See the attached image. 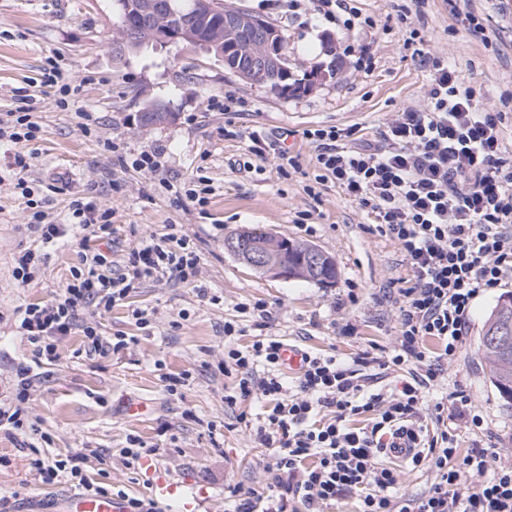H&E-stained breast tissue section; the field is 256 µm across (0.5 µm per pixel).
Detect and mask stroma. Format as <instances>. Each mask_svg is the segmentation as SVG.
Listing matches in <instances>:
<instances>
[{
  "label": "stroma",
  "instance_id": "1",
  "mask_svg": "<svg viewBox=\"0 0 512 512\" xmlns=\"http://www.w3.org/2000/svg\"><path fill=\"white\" fill-rule=\"evenodd\" d=\"M277 27L288 42L289 68L302 78L339 56L345 66L335 79L288 97L269 86L246 82L223 62L201 50L148 47L115 55L113 0H0V113L16 110L21 93L42 102L37 139L0 148V159L15 150L33 153L29 179L49 216L66 219L73 200L93 188L99 205L112 209L113 260L142 237L161 236L180 225L195 243L200 288L158 280L136 289L124 303L97 315L105 336L130 339L105 358H86L83 338L73 332L55 362L36 363L20 335L19 307L50 299L63 288L82 252L72 240L50 251L42 276L24 285L12 276L19 252L36 248L27 224L30 212L12 186L0 185V402L14 401L18 366L36 376L28 410L43 432L36 448L23 436L0 430V512H51L56 498L75 492L69 480L43 487L30 468L33 456L61 458L82 448L96 450L86 477L109 493L144 501L151 495L140 471L120 454L131 435L156 446V462L174 481L191 480L205 497L199 512H231V489L264 493L266 449L254 447L239 414L256 420L263 409L245 402L228 408L224 392V323L236 320V342L275 336L314 354L353 361L371 348L390 347L395 338L399 288L409 277L397 245L380 235L367 215L333 184L311 194L314 149L302 139L317 126L362 127L372 134L391 112L427 103L433 58L450 62L480 90V103L496 106L512 94V0H467L481 18L477 36L457 22L449 0H351L358 16L353 30L309 18L294 20L288 0H228ZM419 41H412L411 31ZM65 69L70 87L43 84L52 63ZM232 95L234 112L207 106L212 95ZM160 102L171 117L142 127L145 104ZM258 130L272 144L264 160L252 159L245 132ZM133 155L164 151L159 174L121 165L109 146ZM297 156L300 169L280 174L278 153ZM205 177L214 192L204 205L179 209L159 187V178L182 183ZM259 225L278 238L311 244L332 257L336 281L329 286L280 280L240 263L224 248L229 234ZM499 292L480 298L467 344L445 364L440 384L462 385L489 424L484 433L461 430L459 450L488 443L512 459V403L498 395L478 351L484 321ZM263 304L265 326L238 315L241 303ZM145 310L149 323L137 325L132 309ZM189 380L172 396L169 376Z\"/></svg>",
  "mask_w": 512,
  "mask_h": 512
}]
</instances>
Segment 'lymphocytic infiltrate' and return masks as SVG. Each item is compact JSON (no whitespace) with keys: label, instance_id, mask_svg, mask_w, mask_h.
<instances>
[{"label":"lymphocytic infiltrate","instance_id":"lymphocytic-infiltrate-1","mask_svg":"<svg viewBox=\"0 0 512 512\" xmlns=\"http://www.w3.org/2000/svg\"><path fill=\"white\" fill-rule=\"evenodd\" d=\"M25 107L0 113V142H30L40 126L41 102L25 98ZM506 114L481 107L475 88L450 65L437 61L429 78L424 108L394 112L378 136L356 135L335 126L307 130L315 144V183L332 182L370 217L377 231L394 241L410 270L400 289L395 341L388 350L362 352L354 364L333 355L304 353L294 384L280 370L283 342L274 336L239 347L234 323L224 325V371L236 376L224 401L234 406L263 402L266 411L250 431L270 451L265 507L252 497L236 499L234 512H284L298 503L303 512H326L344 495H358L360 512H512V461H502L495 446L459 454V427L485 430L482 410L461 386H453L433 408L425 402L443 363L465 348L478 298L505 287L512 277V149L501 126ZM31 156L17 153L0 165V184L19 189L33 213L28 224L41 246L24 250L13 278L29 284L39 277L49 249L77 238L87 243L111 234L113 211L90 197L74 200L66 220L35 209L26 174ZM200 256L188 237L166 234L142 238L121 264L100 250L88 249L65 288L50 300L16 312L18 327L37 359L59 360V344L80 330L89 357L125 348L123 334L105 336L89 322V310L107 312L145 282L170 278L188 286L199 282ZM437 349H430L428 340ZM405 371L391 392L372 388V370ZM14 404L0 406V426L34 437L40 429L26 404L30 372L16 371ZM441 429L421 460L434 473L428 494L398 496V470L379 458L386 437L408 430L418 436L425 414ZM367 416L365 426L354 417ZM89 456L76 451L60 459L34 458L31 468L42 486L63 477L76 480L85 493L103 487L84 474Z\"/></svg>","mask_w":512,"mask_h":512}]
</instances>
